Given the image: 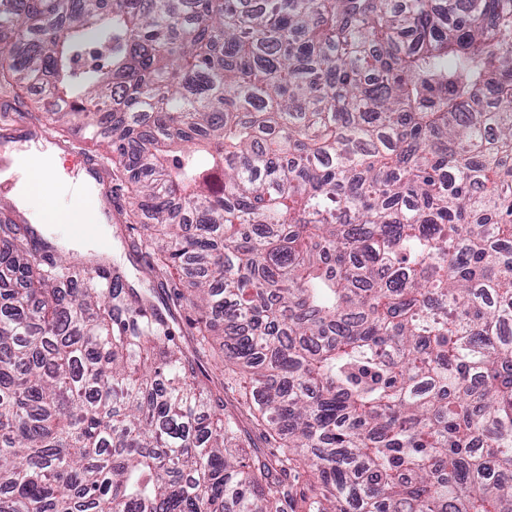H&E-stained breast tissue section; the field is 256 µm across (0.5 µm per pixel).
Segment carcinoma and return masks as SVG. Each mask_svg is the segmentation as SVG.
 Listing matches in <instances>:
<instances>
[{
    "label": "carcinoma",
    "mask_w": 512,
    "mask_h": 512,
    "mask_svg": "<svg viewBox=\"0 0 512 512\" xmlns=\"http://www.w3.org/2000/svg\"><path fill=\"white\" fill-rule=\"evenodd\" d=\"M3 32L0 85L144 173L131 247L206 318L179 345L1 206L0 512H512V0H0ZM244 415L272 451H229Z\"/></svg>",
    "instance_id": "carcinoma-1"
}]
</instances>
